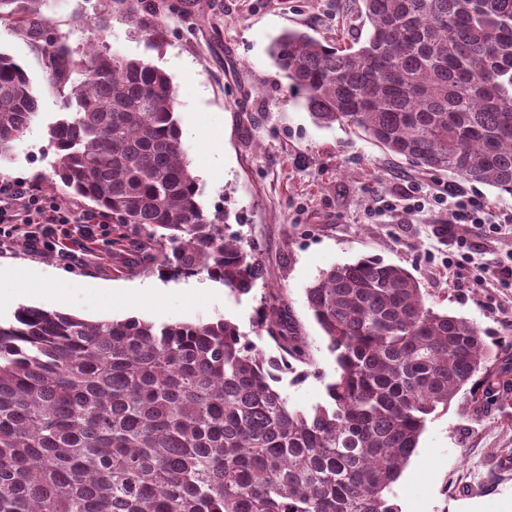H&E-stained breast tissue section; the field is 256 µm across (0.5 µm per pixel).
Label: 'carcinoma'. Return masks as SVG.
Segmentation results:
<instances>
[{
    "label": "carcinoma",
    "mask_w": 512,
    "mask_h": 512,
    "mask_svg": "<svg viewBox=\"0 0 512 512\" xmlns=\"http://www.w3.org/2000/svg\"><path fill=\"white\" fill-rule=\"evenodd\" d=\"M41 2L0 0V21L39 40ZM123 3L131 21L161 13ZM359 13L347 44L288 29L270 45L314 122L512 196V0H361ZM46 73L63 90L54 175L112 219V245L162 240L143 258L250 293L260 262L199 202L168 76L94 48L53 51ZM39 110L0 52V163ZM306 303L335 362L309 409L281 388L289 360L311 362L281 288L255 321L276 356L225 318L0 319V512H401L390 493L429 416L466 386L487 406L512 393V338L434 311L410 271L378 258L323 271Z\"/></svg>",
    "instance_id": "obj_1"
}]
</instances>
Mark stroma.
Here are the masks:
<instances>
[{
  "label": "stroma",
  "instance_id": "35a3bbf8",
  "mask_svg": "<svg viewBox=\"0 0 512 512\" xmlns=\"http://www.w3.org/2000/svg\"><path fill=\"white\" fill-rule=\"evenodd\" d=\"M165 20L129 22L117 0H43V42L0 22V52L28 73L40 116L0 164L66 206L89 203L66 194L53 174L56 156L47 127L61 112V94L48 85L44 42L73 55L94 39L93 23L109 18L103 45L146 60L171 79L177 116L206 212L222 211L232 233L254 247L263 277L237 295L210 279L143 267L138 253L97 243L96 259L67 268L19 244L0 250V268L36 266L61 290V312L89 321L139 318L198 322L224 317L253 335V320L269 287L281 285L308 339L313 368L284 379L290 402L308 409L326 398L334 375L327 340L308 310L306 287L323 270L374 257L409 270L427 305L466 319L488 335L512 336V288L475 280L449 282L448 248L435 236L451 219L447 206L407 212V189L430 194L457 182L453 172H427L389 155L360 131L317 126L268 55L287 28L324 42L350 34L358 0H163ZM394 201L395 210L385 208ZM155 282L168 294L158 310L145 307L140 287ZM393 491L402 512H512V404L478 409L461 390L448 409L428 419L418 448Z\"/></svg>",
  "mask_w": 512,
  "mask_h": 512
}]
</instances>
